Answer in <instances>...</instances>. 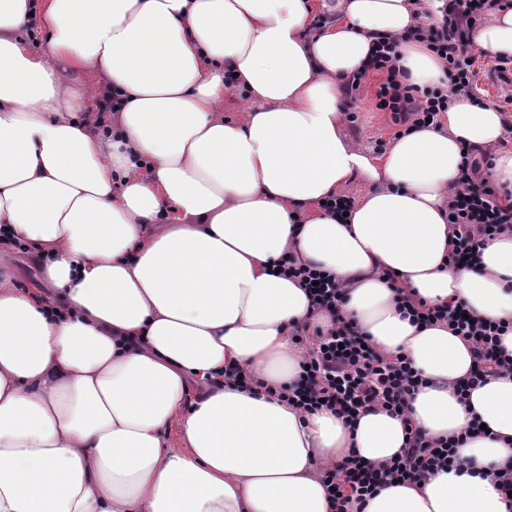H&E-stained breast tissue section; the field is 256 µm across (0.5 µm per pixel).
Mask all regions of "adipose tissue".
<instances>
[{
    "instance_id": "ef3b65f1",
    "label": "adipose tissue",
    "mask_w": 512,
    "mask_h": 512,
    "mask_svg": "<svg viewBox=\"0 0 512 512\" xmlns=\"http://www.w3.org/2000/svg\"><path fill=\"white\" fill-rule=\"evenodd\" d=\"M442 6L0 0V229L44 259L39 289H21L0 248V512H330L320 465L389 459L410 424L450 439L475 420L487 431L463 438L460 465L354 512H506L483 474L512 464V375L459 400L471 347L413 324L397 296L507 323L512 357V234L477 265L448 262L465 147L491 150L487 177L512 198L505 116L459 96L375 157L339 108L377 35L403 37L406 83L443 80L444 61L406 38ZM469 39L512 55V9L489 10ZM229 73L250 98L234 117ZM106 92L120 105L101 124ZM356 179L367 193L327 215L322 201ZM291 254L334 276L375 348L426 379L405 417L349 425L271 396L305 360L293 327L330 324L276 274ZM228 363L249 391L213 386Z\"/></svg>"
}]
</instances>
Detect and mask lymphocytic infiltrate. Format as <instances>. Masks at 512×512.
Listing matches in <instances>:
<instances>
[{
	"label": "lymphocytic infiltrate",
	"mask_w": 512,
	"mask_h": 512,
	"mask_svg": "<svg viewBox=\"0 0 512 512\" xmlns=\"http://www.w3.org/2000/svg\"><path fill=\"white\" fill-rule=\"evenodd\" d=\"M511 6L512 0H447L441 21L421 22L410 31V40L425 44L446 62L441 87L419 88L401 81V38L375 37L368 68L385 76L376 94L378 108L393 113L395 121L422 124L447 111L453 96L475 97L476 72L467 32L489 9ZM478 167L477 161L466 160L448 202L455 229L448 254L453 265L476 261L487 239L512 234V204H500L491 184L476 181ZM280 271L308 290L313 310L336 315L337 320L325 332H297V344L308 351L307 367L295 382L279 388V399L306 412L325 408L349 422L375 409L404 415L409 398L424 384L407 359L378 351L352 322L338 317L343 292L334 277L291 257L283 260ZM401 303L416 323L445 324L471 345L475 365L455 384L460 398H467L494 374H512V358L501 346L505 325L479 317L465 319L458 305L430 307L407 297ZM460 445L458 439H432L412 428L403 451L389 460L371 462L351 454L321 468L331 512H349L352 503L365 501L383 485L416 482L458 464Z\"/></svg>",
	"instance_id": "f902f5d3"
}]
</instances>
